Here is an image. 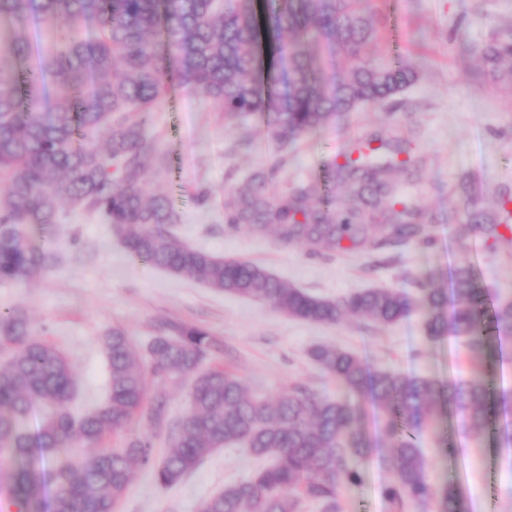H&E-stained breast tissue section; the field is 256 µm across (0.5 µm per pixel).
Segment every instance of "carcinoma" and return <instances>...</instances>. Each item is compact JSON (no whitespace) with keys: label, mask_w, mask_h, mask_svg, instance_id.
<instances>
[{"label":"carcinoma","mask_w":512,"mask_h":512,"mask_svg":"<svg viewBox=\"0 0 512 512\" xmlns=\"http://www.w3.org/2000/svg\"><path fill=\"white\" fill-rule=\"evenodd\" d=\"M265 32L278 63L276 89L260 92V25L256 0H0V26L37 19L52 47L37 67L17 69L27 46L0 29V284L21 283L50 266L45 250L27 246L20 227L51 224L67 201L97 212L113 225L129 255L169 273L188 274L230 296L270 305L319 324L367 317L388 326L418 312L425 337L464 339L476 361L485 350L502 355L512 343V301L489 302L470 266L459 264L450 290L422 287L353 291L327 299L286 285L253 262L192 247L171 232L179 215L164 194H148L144 172L154 154L147 116L174 79L187 92L215 99L233 118L265 112L270 133L286 147L359 107L390 99L417 73L395 58L374 60L369 43L379 19L366 0H265ZM88 22L99 35L86 38ZM292 34L285 41L282 34ZM340 52L345 68L324 63ZM485 74L512 82V30L495 33L480 48ZM381 140L352 145L332 177L362 206L336 216L332 200L312 184L276 194L261 170L239 184L237 204L224 227H272L285 244L319 249L373 244L378 202L393 200L385 234L406 242L424 235L423 212L397 198L393 173L411 159ZM215 341L196 326L172 324L137 351L119 329L105 336L111 371L108 401L81 416L71 411L76 378L67 358L32 335L19 311L0 312V490L17 512H113L136 475L152 470L157 484H178L220 448L242 444L270 464L204 500L200 512H300L305 502L321 512H342L341 489L361 480L359 464L372 449L383 452L392 480L387 498L432 512H465L455 482L437 485L422 450L433 432L444 457L460 451L440 432L456 419L459 434L479 438L500 426L501 447L512 449V394L494 392L482 368L469 377H440L369 370L353 352L317 346L312 359L349 394L380 411L375 439L361 425V407L292 387L275 400H258L240 380L219 368L200 370ZM194 376L190 408L169 419L168 382ZM46 409L32 430L34 406ZM135 422L167 431V448L155 461L151 437L136 434L120 448H101L109 432Z\"/></svg>","instance_id":"obj_1"}]
</instances>
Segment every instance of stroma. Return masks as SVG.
<instances>
[{"mask_svg": "<svg viewBox=\"0 0 512 512\" xmlns=\"http://www.w3.org/2000/svg\"><path fill=\"white\" fill-rule=\"evenodd\" d=\"M383 19L374 54L415 68L417 81L390 101L367 105L330 122L293 146L281 147L261 113L225 117L221 105L170 85L155 104L148 129L155 154L145 175L149 190L169 196L180 222L172 231L193 247L252 261L284 283L335 299L372 288L416 292L421 280L446 289L454 267L472 266L491 298L512 301V230L465 233V208L456 187L467 179L476 209L499 214L512 198V84L492 81L479 61L494 32L512 29V0H370ZM250 149H240L243 139ZM402 139L422 160L416 183L394 177L403 196L426 212L430 244L339 248L313 253L282 245L273 230L224 227L234 187L258 169H275L277 188L324 182L328 164L356 142ZM30 246L54 261L42 275L0 285V310L24 312L35 336L68 358L76 376L72 406L86 412L109 395L110 370L102 338L124 330L145 350L158 328L174 322L205 329L219 348L206 364L234 373L251 397L273 399L293 386L333 398L335 380L311 358L319 345L337 346L371 368H393L448 379L469 374L473 362L461 341L427 342L418 314L383 326L350 317L338 325L289 317L265 303L233 297L186 275L132 259L110 225L79 206L62 204L55 224L26 227ZM434 482L451 479L467 512H512V464L487 438L462 441L444 458L427 437ZM263 464L247 448L215 451L177 485L158 486L137 470L115 512H198L205 499ZM345 512H397L383 494L390 480L379 453L360 466Z\"/></svg>", "mask_w": 512, "mask_h": 512, "instance_id": "1", "label": "stroma"}]
</instances>
